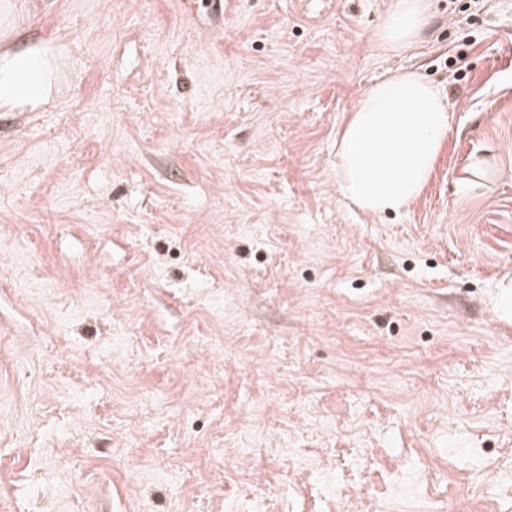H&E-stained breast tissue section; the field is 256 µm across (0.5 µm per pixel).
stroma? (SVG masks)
<instances>
[{
	"label": "stroma",
	"mask_w": 512,
	"mask_h": 512,
	"mask_svg": "<svg viewBox=\"0 0 512 512\" xmlns=\"http://www.w3.org/2000/svg\"><path fill=\"white\" fill-rule=\"evenodd\" d=\"M35 3L73 74L0 112V512H512V0L394 52L396 0ZM398 71L451 122L367 214L337 134Z\"/></svg>",
	"instance_id": "stroma-1"
}]
</instances>
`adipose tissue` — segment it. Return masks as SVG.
<instances>
[{
	"instance_id": "ef3b65f1",
	"label": "adipose tissue",
	"mask_w": 512,
	"mask_h": 512,
	"mask_svg": "<svg viewBox=\"0 0 512 512\" xmlns=\"http://www.w3.org/2000/svg\"><path fill=\"white\" fill-rule=\"evenodd\" d=\"M429 0H398L380 31L396 51L425 28ZM31 0H0V112H42L60 98L72 63L65 43L32 31ZM451 115L436 84L398 72L361 95L338 133L339 191L359 210L406 209L442 151Z\"/></svg>"
}]
</instances>
